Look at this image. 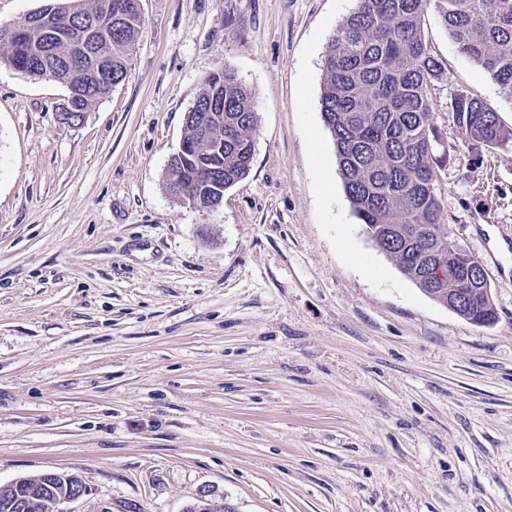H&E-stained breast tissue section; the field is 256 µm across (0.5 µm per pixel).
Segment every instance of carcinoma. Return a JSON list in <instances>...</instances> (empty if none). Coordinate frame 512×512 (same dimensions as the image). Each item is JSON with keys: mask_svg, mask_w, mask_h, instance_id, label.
<instances>
[{"mask_svg": "<svg viewBox=\"0 0 512 512\" xmlns=\"http://www.w3.org/2000/svg\"><path fill=\"white\" fill-rule=\"evenodd\" d=\"M105 2L53 3L39 12L67 27L98 21L97 52L112 60V78L121 82L141 30L139 0H127L123 16L112 21L104 14ZM432 3L458 52L512 100V0H356L327 46L321 111L354 215L407 278L446 302L466 259L450 264L448 252L430 242L435 229H448L434 186V146L443 134L430 95L444 70L422 35ZM13 28L21 39H0V62L32 77L49 68L53 79L74 86L80 64L70 59L66 40L39 37L28 16ZM111 91L110 86L86 91L69 109L84 115ZM193 111L224 113L222 123L206 119L208 131L224 133V150L201 137L196 119L185 121L190 149L168 168L165 185L169 190L176 182L190 199L207 206L211 195L249 173L258 115L251 94L228 66L205 79ZM448 130L477 150L512 144V129L498 113L462 89L448 101ZM438 263L444 265L445 280L432 285L429 272ZM476 308L486 323L495 321L490 297L481 295Z\"/></svg>", "mask_w": 512, "mask_h": 512, "instance_id": "1", "label": "carcinoma"}]
</instances>
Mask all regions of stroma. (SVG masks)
I'll use <instances>...</instances> for the list:
<instances>
[{"mask_svg":"<svg viewBox=\"0 0 512 512\" xmlns=\"http://www.w3.org/2000/svg\"><path fill=\"white\" fill-rule=\"evenodd\" d=\"M355 0H139L126 79L81 123L66 87L0 63V483L75 472L99 502L183 512H512V147L438 148L452 241L497 312L472 324L352 213L321 112ZM435 123L467 90L512 103L434 11ZM258 114L215 210L165 189L203 82ZM186 509L192 512H237L236 507L224 495L216 494L210 489L200 490L195 502L188 505Z\"/></svg>","mask_w":512,"mask_h":512,"instance_id":"1","label":"stroma"}]
</instances>
